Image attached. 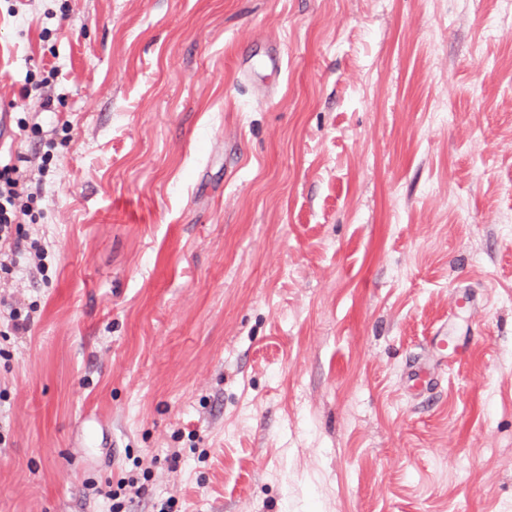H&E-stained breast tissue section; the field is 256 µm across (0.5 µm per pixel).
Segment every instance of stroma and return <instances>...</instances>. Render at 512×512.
<instances>
[{
    "label": "stroma",
    "instance_id": "stroma-1",
    "mask_svg": "<svg viewBox=\"0 0 512 512\" xmlns=\"http://www.w3.org/2000/svg\"><path fill=\"white\" fill-rule=\"evenodd\" d=\"M498 2L0 0V512H512ZM16 176V177H14ZM20 167L7 163L0 168V271L12 273L19 267L22 257L19 224H15L17 211L27 215V202L18 191ZM15 226V227H14Z\"/></svg>",
    "mask_w": 512,
    "mask_h": 512
}]
</instances>
